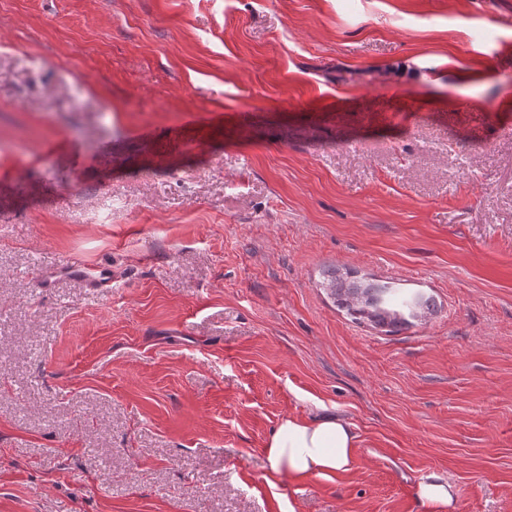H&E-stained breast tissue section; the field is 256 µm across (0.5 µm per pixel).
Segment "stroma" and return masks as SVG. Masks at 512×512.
Segmentation results:
<instances>
[{"mask_svg": "<svg viewBox=\"0 0 512 512\" xmlns=\"http://www.w3.org/2000/svg\"><path fill=\"white\" fill-rule=\"evenodd\" d=\"M0 138V512H512V0H0ZM60 275H65L69 279L80 281L89 288L109 287L108 276L106 274H103L102 270H100V274L98 275V277H90L86 274L82 266H70L60 272L42 271L41 282L44 284V287L51 288L53 282ZM327 276L323 288L333 303L357 324L387 327V332H395L412 324L411 320H422L433 312L432 300L422 293L408 296L391 283L348 280L337 275L336 270ZM357 442L353 426L340 417L287 418L267 444V460L274 473L327 477L350 468ZM419 496L434 512H451L455 507L458 488L436 474H430L419 485Z\"/></svg>", "mask_w": 512, "mask_h": 512, "instance_id": "stroma-1", "label": "stroma"}]
</instances>
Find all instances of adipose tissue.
I'll return each instance as SVG.
<instances>
[{"label":"adipose tissue","mask_w":512,"mask_h":512,"mask_svg":"<svg viewBox=\"0 0 512 512\" xmlns=\"http://www.w3.org/2000/svg\"><path fill=\"white\" fill-rule=\"evenodd\" d=\"M357 442L353 426L342 418H287L267 444V460L275 473L325 477L349 469Z\"/></svg>","instance_id":"ef3b65f1"}]
</instances>
